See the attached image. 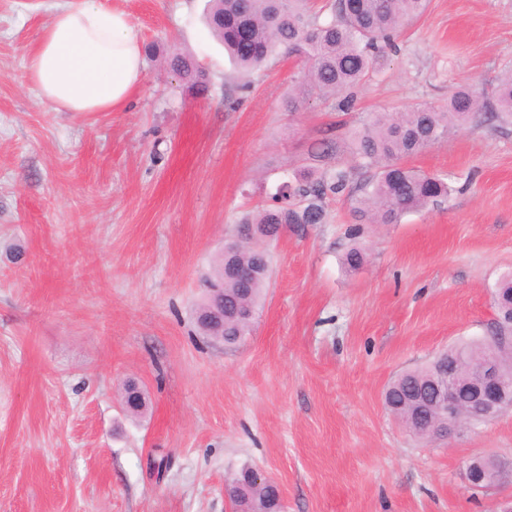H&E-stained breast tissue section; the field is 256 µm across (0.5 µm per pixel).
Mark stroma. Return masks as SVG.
Wrapping results in <instances>:
<instances>
[{"label": "stroma", "mask_w": 512, "mask_h": 512, "mask_svg": "<svg viewBox=\"0 0 512 512\" xmlns=\"http://www.w3.org/2000/svg\"><path fill=\"white\" fill-rule=\"evenodd\" d=\"M143 45L128 109L59 112L25 64L63 0H0V512H229L228 477H273L284 512H498L512 471L469 483L475 457L512 463V409L425 440L387 386L487 338L512 272V123L476 113L404 167L444 178L447 203L370 224L348 195L318 224L245 237L304 172L351 161L371 112L492 99L512 72V0H430L354 104L287 106L300 66L278 58L237 89L204 23L208 0H101ZM190 53L205 94L165 71ZM332 160L313 157L320 143ZM266 247L252 330L227 346L196 325L224 246ZM365 263H342L351 246ZM148 406L131 417L127 381ZM162 472H155V462Z\"/></svg>", "instance_id": "stroma-1"}]
</instances>
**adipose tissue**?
Returning a JSON list of instances; mask_svg holds the SVG:
<instances>
[{"mask_svg":"<svg viewBox=\"0 0 512 512\" xmlns=\"http://www.w3.org/2000/svg\"><path fill=\"white\" fill-rule=\"evenodd\" d=\"M144 74V52L124 12L71 0L44 27L28 62L32 86L60 112L127 106Z\"/></svg>","mask_w":512,"mask_h":512,"instance_id":"1","label":"adipose tissue"}]
</instances>
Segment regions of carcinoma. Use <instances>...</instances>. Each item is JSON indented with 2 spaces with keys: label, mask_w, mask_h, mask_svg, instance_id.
I'll return each mask as SVG.
<instances>
[{
  "label": "carcinoma",
  "mask_w": 512,
  "mask_h": 512,
  "mask_svg": "<svg viewBox=\"0 0 512 512\" xmlns=\"http://www.w3.org/2000/svg\"><path fill=\"white\" fill-rule=\"evenodd\" d=\"M428 0H328L329 18L309 9V0H210L207 23L237 65L249 78L280 54L299 60L301 80L289 97V107L312 97L336 96L361 84L378 72L380 59L395 49L394 34L406 22L425 12ZM166 68L186 80L199 93L208 88V73L181 53L164 59ZM512 119V74L501 79L495 100L487 102L473 88H458L443 107L417 106L407 110L372 114L351 139L352 164L329 166L319 176L307 173L288 186L280 205L263 209L242 220L263 224L270 236L282 224H319L323 202L329 194L361 193L355 212L374 224H397L410 212L448 199L451 188L441 179L402 167L398 160L416 155L448 133V130L480 111ZM233 260L242 266H258L263 273L248 280L227 274L228 259L221 261L209 288L224 291V320L209 315L208 303L197 313V325L207 334L224 327L221 340L235 345L249 332L239 314L256 310L265 288L268 257L265 251L233 244ZM492 342L504 371L512 374V320L498 312L491 326ZM433 369L406 372L385 392V404L412 434L427 438L426 428L438 416L424 412L413 417L418 385Z\"/></svg>",
  "instance_id": "obj_1"
}]
</instances>
